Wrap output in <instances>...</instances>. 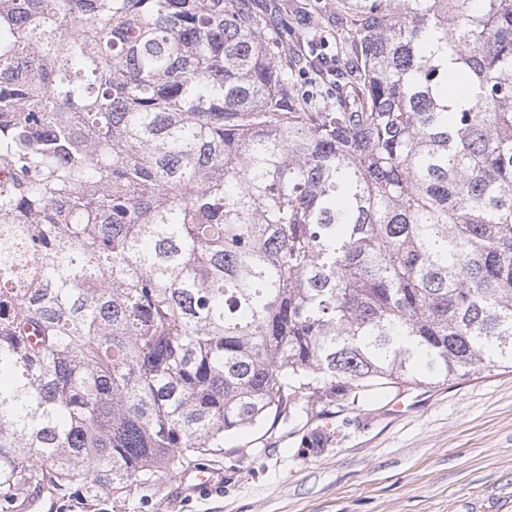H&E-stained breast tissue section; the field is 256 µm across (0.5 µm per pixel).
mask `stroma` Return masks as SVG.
<instances>
[{"label": "stroma", "mask_w": 512, "mask_h": 512, "mask_svg": "<svg viewBox=\"0 0 512 512\" xmlns=\"http://www.w3.org/2000/svg\"><path fill=\"white\" fill-rule=\"evenodd\" d=\"M301 3L295 56L336 26V0ZM208 467L224 478L211 494L164 472L144 503L47 491L29 512H512V372L372 393L292 434L231 433Z\"/></svg>", "instance_id": "1"}]
</instances>
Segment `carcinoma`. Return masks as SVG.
Masks as SVG:
<instances>
[{"instance_id":"carcinoma-1","label":"carcinoma","mask_w":512,"mask_h":512,"mask_svg":"<svg viewBox=\"0 0 512 512\" xmlns=\"http://www.w3.org/2000/svg\"><path fill=\"white\" fill-rule=\"evenodd\" d=\"M0 0V512L512 368V0ZM308 0H288V16L292 24V34L288 36V53L298 56L309 54V45L314 36L321 35L336 27V0H319L321 8L300 12L301 3Z\"/></svg>"}]
</instances>
